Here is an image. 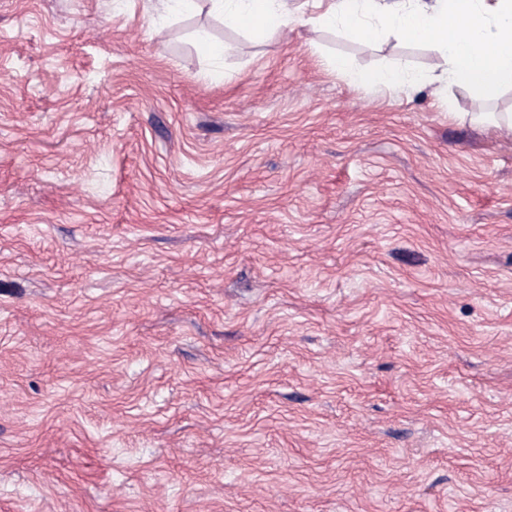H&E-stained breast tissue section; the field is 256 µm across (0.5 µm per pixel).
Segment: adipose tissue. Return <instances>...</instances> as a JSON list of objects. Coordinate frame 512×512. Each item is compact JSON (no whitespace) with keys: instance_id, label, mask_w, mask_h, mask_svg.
<instances>
[{"instance_id":"obj_1","label":"adipose tissue","mask_w":512,"mask_h":512,"mask_svg":"<svg viewBox=\"0 0 512 512\" xmlns=\"http://www.w3.org/2000/svg\"><path fill=\"white\" fill-rule=\"evenodd\" d=\"M225 24L288 38L296 27L343 29L359 39L392 37L430 43L436 57L429 73L403 64L363 70L347 58L333 62L356 85L411 94L428 84L457 87L475 99L512 86V0H329L307 13L288 0H209Z\"/></svg>"}]
</instances>
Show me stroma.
<instances>
[{"label":"stroma","mask_w":512,"mask_h":512,"mask_svg":"<svg viewBox=\"0 0 512 512\" xmlns=\"http://www.w3.org/2000/svg\"><path fill=\"white\" fill-rule=\"evenodd\" d=\"M162 10L0 0V512H512V90ZM498 117L494 112H480L474 116V120L494 127L501 132L502 141L507 146H512V113H500Z\"/></svg>","instance_id":"stroma-1"}]
</instances>
